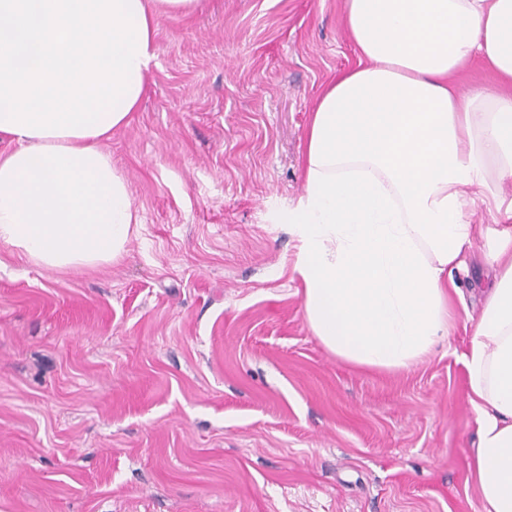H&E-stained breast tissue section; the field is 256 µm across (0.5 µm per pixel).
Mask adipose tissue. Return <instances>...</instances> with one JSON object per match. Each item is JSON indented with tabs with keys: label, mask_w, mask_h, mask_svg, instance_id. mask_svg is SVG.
Returning <instances> with one entry per match:
<instances>
[{
	"label": "adipose tissue",
	"mask_w": 512,
	"mask_h": 512,
	"mask_svg": "<svg viewBox=\"0 0 512 512\" xmlns=\"http://www.w3.org/2000/svg\"><path fill=\"white\" fill-rule=\"evenodd\" d=\"M199 0H0V242L51 269L107 264L138 216L104 148L138 111L160 13ZM359 56L320 91L305 193L283 214L307 323L332 354L399 370L448 334L455 270L491 201L512 219V94H465L467 63L512 84V0H345ZM463 355L483 512H512V231Z\"/></svg>",
	"instance_id": "ef3b65f1"
}]
</instances>
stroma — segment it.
<instances>
[{
    "label": "stroma",
    "mask_w": 512,
    "mask_h": 512,
    "mask_svg": "<svg viewBox=\"0 0 512 512\" xmlns=\"http://www.w3.org/2000/svg\"><path fill=\"white\" fill-rule=\"evenodd\" d=\"M344 0H200L106 149L140 222L115 262L0 243V512H481L462 356L502 228L455 273L454 324L398 371L308 327L281 216L316 97L359 57Z\"/></svg>",
    "instance_id": "35a3bbf8"
}]
</instances>
